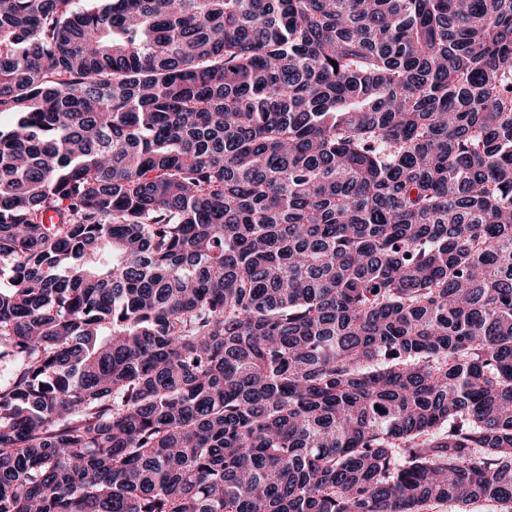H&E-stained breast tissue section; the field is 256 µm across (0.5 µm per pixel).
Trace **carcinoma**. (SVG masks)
Segmentation results:
<instances>
[{
    "label": "carcinoma",
    "mask_w": 512,
    "mask_h": 512,
    "mask_svg": "<svg viewBox=\"0 0 512 512\" xmlns=\"http://www.w3.org/2000/svg\"><path fill=\"white\" fill-rule=\"evenodd\" d=\"M3 116L0 512H512V0H0Z\"/></svg>",
    "instance_id": "cac0c4a2"
}]
</instances>
